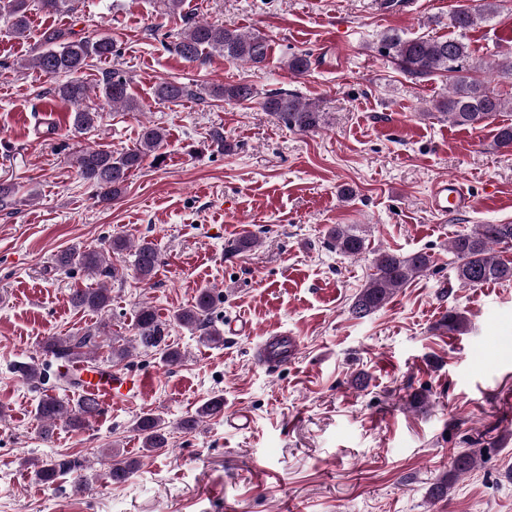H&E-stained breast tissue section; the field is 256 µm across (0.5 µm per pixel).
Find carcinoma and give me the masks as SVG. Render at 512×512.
Wrapping results in <instances>:
<instances>
[{"label": "carcinoma", "instance_id": "obj_1", "mask_svg": "<svg viewBox=\"0 0 512 512\" xmlns=\"http://www.w3.org/2000/svg\"><path fill=\"white\" fill-rule=\"evenodd\" d=\"M500 0H484L483 7L474 10L459 5L451 17V23L459 31L454 38H407L398 33L386 34L381 40V53L393 60L404 75L415 78L445 76L449 81L448 95L434 103V109L448 118V123L460 127H476L506 108L512 110V99L492 85V80L475 76L480 70L474 61L465 33L479 23L488 21L499 9ZM75 0H0V18L9 23V33L15 38H24L28 31L29 16L34 11L48 15L74 10ZM185 28L171 42V51L186 63L203 61L218 54L228 62H245L254 66L262 64L267 57L268 45L260 36H249L237 29L193 18H183ZM115 53L112 37L99 36L94 39L76 38L74 32L61 27H49L42 33L41 44L29 60L31 67L60 82L55 93L64 101L74 105L71 126L74 133L87 134L97 127L99 113L82 107L90 93L104 99L126 112L139 110L137 100L129 93L127 78L118 71L112 72L95 85H89L80 75L90 66V61L107 59ZM194 91L177 81H162L155 85L154 96L163 102H177ZM209 94L235 102L250 101L256 96L254 87L246 83L219 84ZM265 111L273 115L288 130L301 133L315 131L322 124L323 113L317 107L290 91L272 92L263 102ZM167 134L155 124L143 123L135 147L121 152L107 148L86 147L72 156V164L79 176L92 187L96 198L109 204L116 200L127 183L130 173L142 168L147 157L160 165L164 161ZM18 186L0 182V208L7 209L17 202ZM330 248L345 256H358L365 249V238L352 225H336L328 232ZM512 242V224H474L465 233L458 234L449 245L453 256L456 280L462 286H477L489 282L511 283L512 260L497 253L495 247ZM133 266L142 281L151 280L153 272L161 263L157 245L148 239L141 240L134 249ZM56 267L68 271L75 266L90 275L100 278L94 287L76 288L69 295L72 307L92 312H106L112 303L111 289L106 278L111 270L106 265L102 252L94 249L70 247L56 254ZM432 265L426 252L397 255L387 251L376 253L372 261L373 273L355 296L350 313L364 318L382 308L400 289L406 287L417 276L427 272ZM218 297L206 289L199 293L193 305L179 310L174 320L187 328L204 329L205 339L218 343L224 340L223 332L212 325ZM134 338L127 344L112 347V360L124 361L130 350L140 348L145 352H158L168 365L182 360L180 351L165 342V327L150 306H142L135 313ZM101 333L88 330L78 336L48 338L43 346L46 355L63 363L84 355L83 349L98 344ZM15 370L29 381L46 385L50 374L45 367L35 362L20 363ZM224 411V398L213 396L196 410L195 414L177 423L184 433L196 431L200 422ZM36 415L43 423V434L50 437L58 424L80 429L97 415L94 405L80 398L65 401L48 394L43 395L36 407ZM135 431L142 436L143 447L156 451L168 447V425L153 414L138 418ZM477 452L466 449L452 457L450 468L432 483L429 498L440 501L449 496V491L458 477L472 471L477 463ZM137 462L118 458L113 454L107 478L113 483H122L130 478ZM80 468V463L66 458H57L36 465V477L52 484L64 474Z\"/></svg>", "mask_w": 512, "mask_h": 512}]
</instances>
